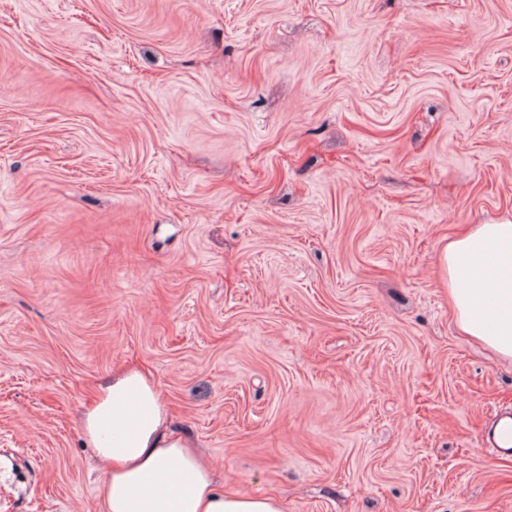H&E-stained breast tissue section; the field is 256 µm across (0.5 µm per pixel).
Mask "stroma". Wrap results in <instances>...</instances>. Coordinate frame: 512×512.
<instances>
[{"mask_svg": "<svg viewBox=\"0 0 512 512\" xmlns=\"http://www.w3.org/2000/svg\"><path fill=\"white\" fill-rule=\"evenodd\" d=\"M504 221L512 0H0V512H103L129 367L226 491L512 512L439 271Z\"/></svg>", "mask_w": 512, "mask_h": 512, "instance_id": "35a3bbf8", "label": "stroma"}]
</instances>
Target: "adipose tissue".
<instances>
[{
  "label": "adipose tissue",
  "instance_id": "ef3b65f1",
  "mask_svg": "<svg viewBox=\"0 0 512 512\" xmlns=\"http://www.w3.org/2000/svg\"><path fill=\"white\" fill-rule=\"evenodd\" d=\"M440 274L458 329L512 360V222L449 239ZM82 425L103 469L104 512H284L277 498L219 489L193 444L170 432L161 391L140 369L104 377Z\"/></svg>",
  "mask_w": 512,
  "mask_h": 512
}]
</instances>
